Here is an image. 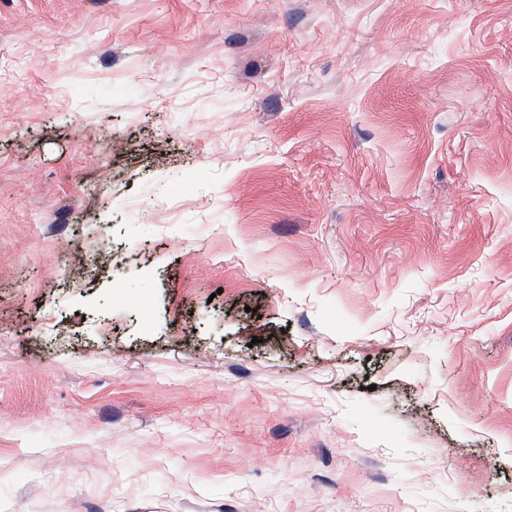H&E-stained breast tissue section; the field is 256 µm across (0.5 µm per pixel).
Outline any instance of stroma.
Segmentation results:
<instances>
[{"label":"stroma","instance_id":"obj_1","mask_svg":"<svg viewBox=\"0 0 512 512\" xmlns=\"http://www.w3.org/2000/svg\"><path fill=\"white\" fill-rule=\"evenodd\" d=\"M0 512H512V0H0Z\"/></svg>","mask_w":512,"mask_h":512}]
</instances>
